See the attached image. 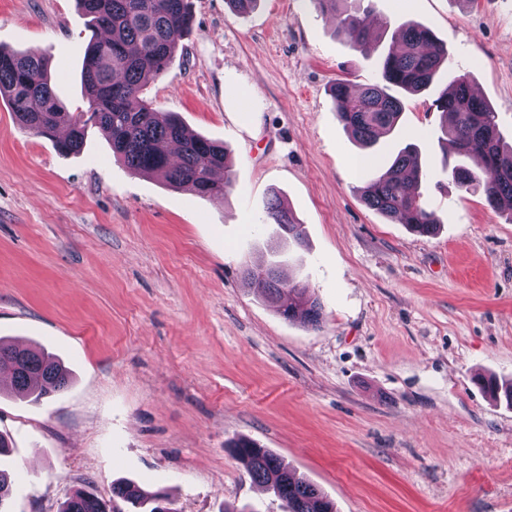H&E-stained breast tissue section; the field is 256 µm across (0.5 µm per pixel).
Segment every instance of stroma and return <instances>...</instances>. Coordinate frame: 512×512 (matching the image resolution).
Wrapping results in <instances>:
<instances>
[{
	"instance_id": "1",
	"label": "stroma",
	"mask_w": 512,
	"mask_h": 512,
	"mask_svg": "<svg viewBox=\"0 0 512 512\" xmlns=\"http://www.w3.org/2000/svg\"><path fill=\"white\" fill-rule=\"evenodd\" d=\"M382 33L368 53L311 0L244 14L193 0L194 25L142 92L223 142L232 184L202 198L116 162L89 127L80 153L21 129L0 99V337L56 354L62 392L33 402L0 384L7 512H59L72 489L113 499L129 481L176 512H282L229 449L243 437L317 486L336 512H512V213L465 191L433 101L470 73L512 142V0H348ZM448 47L433 88L404 96L361 149L330 88L373 83L399 25ZM91 37L76 0H0V46L49 60L69 112ZM409 144L440 220L422 236L361 189ZM280 196L303 244L264 223ZM278 261L322 305L320 328L283 319L244 267Z\"/></svg>"
}]
</instances>
